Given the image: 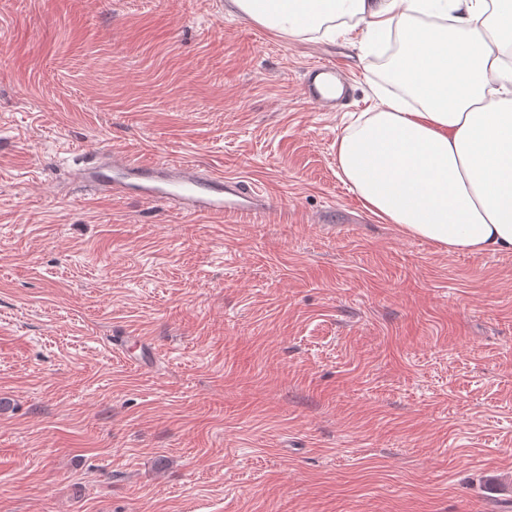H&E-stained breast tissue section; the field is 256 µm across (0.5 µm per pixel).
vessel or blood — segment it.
Wrapping results in <instances>:
<instances>
[{"instance_id": "1", "label": "vessel or blood", "mask_w": 512, "mask_h": 512, "mask_svg": "<svg viewBox=\"0 0 512 512\" xmlns=\"http://www.w3.org/2000/svg\"><path fill=\"white\" fill-rule=\"evenodd\" d=\"M341 78L335 65L310 66L301 87L304 100L320 111H335L338 99L332 90ZM76 159V177L89 191L162 203L185 215L228 219L262 214L274 204L246 180L191 162H143L117 151L82 152Z\"/></svg>"}]
</instances>
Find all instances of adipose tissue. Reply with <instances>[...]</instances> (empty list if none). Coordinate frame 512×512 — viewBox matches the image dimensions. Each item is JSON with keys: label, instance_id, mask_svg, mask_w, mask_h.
<instances>
[{"label": "adipose tissue", "instance_id": "obj_1", "mask_svg": "<svg viewBox=\"0 0 512 512\" xmlns=\"http://www.w3.org/2000/svg\"><path fill=\"white\" fill-rule=\"evenodd\" d=\"M279 35L396 36L380 97L336 142L378 220L442 252H512V0H230ZM428 16L425 24L415 15Z\"/></svg>", "mask_w": 512, "mask_h": 512}]
</instances>
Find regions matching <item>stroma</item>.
Segmentation results:
<instances>
[{"label":"stroma","instance_id":"obj_1","mask_svg":"<svg viewBox=\"0 0 512 512\" xmlns=\"http://www.w3.org/2000/svg\"><path fill=\"white\" fill-rule=\"evenodd\" d=\"M331 61L355 95L322 112L300 84ZM379 89L358 33L225 0H0V512H512V252L361 205L336 140ZM113 148L281 214L85 190L73 153Z\"/></svg>","mask_w":512,"mask_h":512}]
</instances>
